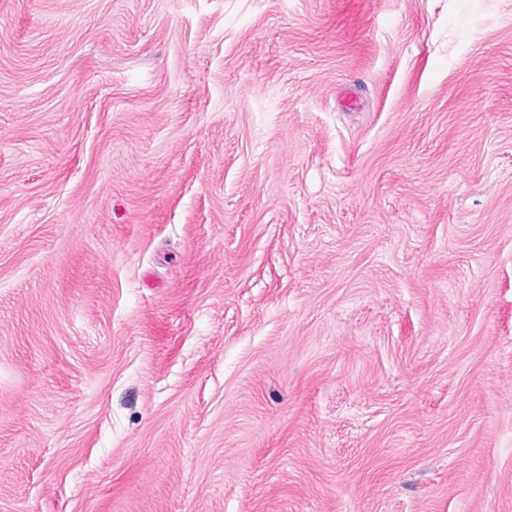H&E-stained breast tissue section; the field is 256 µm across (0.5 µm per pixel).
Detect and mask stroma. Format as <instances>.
Instances as JSON below:
<instances>
[{
  "instance_id": "obj_1",
  "label": "stroma",
  "mask_w": 512,
  "mask_h": 512,
  "mask_svg": "<svg viewBox=\"0 0 512 512\" xmlns=\"http://www.w3.org/2000/svg\"><path fill=\"white\" fill-rule=\"evenodd\" d=\"M0 512H512V0H0Z\"/></svg>"
}]
</instances>
